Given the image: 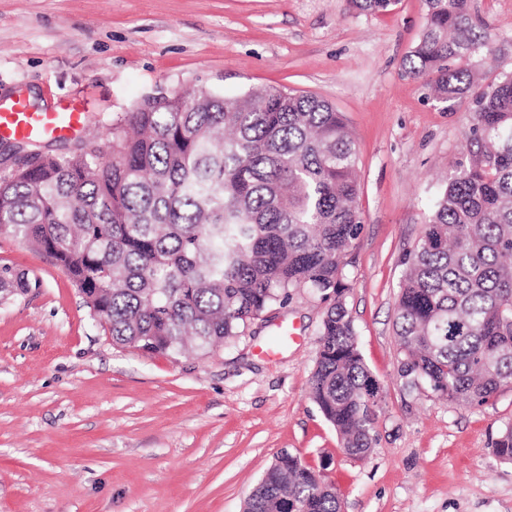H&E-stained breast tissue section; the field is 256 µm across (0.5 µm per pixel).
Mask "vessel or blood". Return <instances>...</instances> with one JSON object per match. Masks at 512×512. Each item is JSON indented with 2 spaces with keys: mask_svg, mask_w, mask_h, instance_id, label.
Returning <instances> with one entry per match:
<instances>
[{
  "mask_svg": "<svg viewBox=\"0 0 512 512\" xmlns=\"http://www.w3.org/2000/svg\"><path fill=\"white\" fill-rule=\"evenodd\" d=\"M86 128V106L79 99L59 102L50 110L32 108L21 96L0 100V140L69 141L80 138Z\"/></svg>",
  "mask_w": 512,
  "mask_h": 512,
  "instance_id": "1",
  "label": "vessel or blood"
}]
</instances>
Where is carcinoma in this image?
Masks as SVG:
<instances>
[{"mask_svg":"<svg viewBox=\"0 0 512 512\" xmlns=\"http://www.w3.org/2000/svg\"><path fill=\"white\" fill-rule=\"evenodd\" d=\"M398 0H350L378 14ZM406 72L441 102L468 97L464 158L405 261L394 331L399 376L450 404L512 390V73L484 80L486 22L470 0H425ZM358 152L343 115L312 94L269 85L238 97L206 88L124 112L106 147L16 158L0 176V235L30 241L84 295L112 342L204 354L307 289L332 300L318 329L309 396L343 452L375 443L382 387L360 352L344 259L361 231ZM24 273L0 270L22 295ZM494 453L512 463V422ZM341 512L321 470L276 454L245 512Z\"/></svg>","mask_w":512,"mask_h":512,"instance_id":"1","label":"carcinoma"}]
</instances>
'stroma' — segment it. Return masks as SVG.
Wrapping results in <instances>:
<instances>
[{"instance_id": "stroma-1", "label": "stroma", "mask_w": 512, "mask_h": 512, "mask_svg": "<svg viewBox=\"0 0 512 512\" xmlns=\"http://www.w3.org/2000/svg\"><path fill=\"white\" fill-rule=\"evenodd\" d=\"M512 72V0H470ZM423 0L385 15L347 0H0V98L37 88L86 102L87 136L145 99L263 85L342 112L358 150L362 228L346 302L383 401L375 445L346 456L309 398L326 308L305 291L207 355L113 344L65 273L0 235V269L35 281L0 299V512H242L286 449L325 469L342 512H512V464L493 453L512 390L455 406L399 376L398 285L443 181L462 156L468 100H433L404 61ZM297 340L270 349L279 328Z\"/></svg>"}]
</instances>
